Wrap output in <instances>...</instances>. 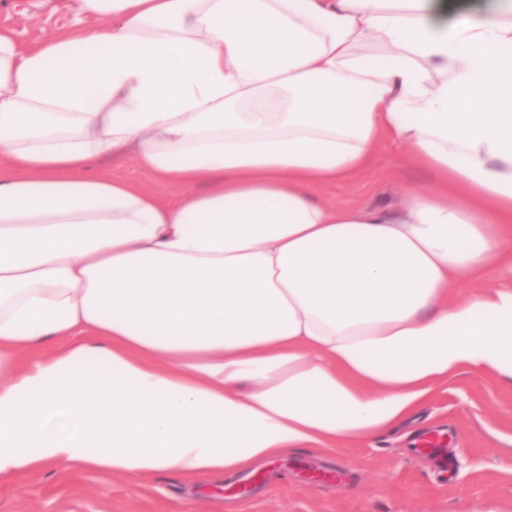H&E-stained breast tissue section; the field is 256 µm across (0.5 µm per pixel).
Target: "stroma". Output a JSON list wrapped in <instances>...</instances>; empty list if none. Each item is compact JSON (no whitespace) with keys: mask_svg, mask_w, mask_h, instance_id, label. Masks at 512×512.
<instances>
[{"mask_svg":"<svg viewBox=\"0 0 512 512\" xmlns=\"http://www.w3.org/2000/svg\"><path fill=\"white\" fill-rule=\"evenodd\" d=\"M69 0H0V27L34 48L79 27ZM432 174L383 143L375 162L322 195L342 207H397ZM446 443L445 478L424 442ZM0 512H512V392L471 373L439 384L373 444L285 449L230 475L187 484L170 473L139 486L105 473L49 468L0 483Z\"/></svg>","mask_w":512,"mask_h":512,"instance_id":"obj_1","label":"stroma"}]
</instances>
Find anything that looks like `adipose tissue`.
Here are the masks:
<instances>
[{
	"mask_svg": "<svg viewBox=\"0 0 512 512\" xmlns=\"http://www.w3.org/2000/svg\"><path fill=\"white\" fill-rule=\"evenodd\" d=\"M433 2L70 0L36 49L0 31V481L231 474L369 442L464 371L512 388V7ZM386 139L434 190L319 196ZM111 171L114 175L122 176L140 184L148 190L153 191L161 199H166L178 192V189L175 187L156 183L143 177L132 161H126L125 163L118 164L113 168L111 167Z\"/></svg>",
	"mask_w": 512,
	"mask_h": 512,
	"instance_id": "obj_1",
	"label": "adipose tissue"
}]
</instances>
